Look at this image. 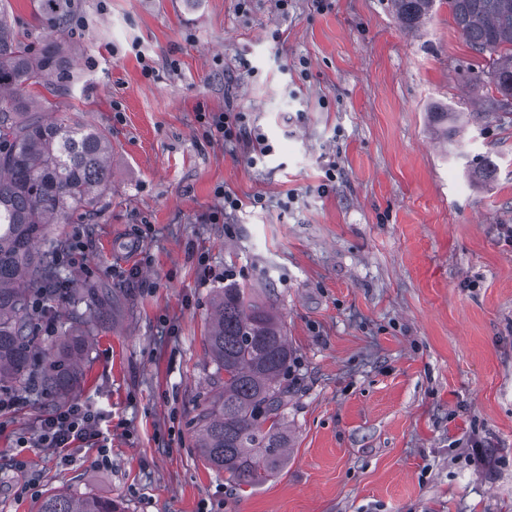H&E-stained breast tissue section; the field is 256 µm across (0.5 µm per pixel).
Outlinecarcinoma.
<instances>
[{"label":"carcinoma","instance_id":"obj_1","mask_svg":"<svg viewBox=\"0 0 512 512\" xmlns=\"http://www.w3.org/2000/svg\"><path fill=\"white\" fill-rule=\"evenodd\" d=\"M54 2L42 0L40 7L53 26L63 28L67 19ZM392 3L403 29L412 31L428 19L434 0ZM448 8L471 51L489 61L486 74L497 95L484 102L481 115L511 113L512 0H448ZM73 79L65 42L49 40L32 50L11 27L0 0V384L33 382L55 394L77 383L84 340L69 338L55 360L36 365L29 304L50 269L34 248L48 239L51 225L70 223L78 209L94 208L109 189L111 143L103 130L38 115L37 103L24 91L42 85L61 96ZM431 116L448 140V121L460 113ZM205 341L216 390L197 414L196 448L207 465L255 489L285 460L283 380L291 359L286 333L254 289L230 285L217 297ZM39 512L122 507L110 497L57 491L45 497Z\"/></svg>","mask_w":512,"mask_h":512}]
</instances>
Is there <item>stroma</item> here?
<instances>
[{"mask_svg":"<svg viewBox=\"0 0 512 512\" xmlns=\"http://www.w3.org/2000/svg\"><path fill=\"white\" fill-rule=\"evenodd\" d=\"M37 2L9 0L35 48L56 35ZM60 2L84 20L65 32L75 79L65 97L29 93L112 151L94 216L41 245L85 243L48 306L58 325L75 309L101 320L77 387L17 386L0 412V512L59 490L125 512H512V114L434 135L431 112H478L494 92L446 0L415 34L390 0ZM224 110L271 154L253 165L208 138L198 113ZM485 156L498 171L480 186ZM221 189L242 206L205 223ZM229 283L261 291L291 350L286 463L253 490L195 446L205 330ZM73 401L102 412L107 456L21 446Z\"/></svg>","mask_w":512,"mask_h":512,"instance_id":"obj_1","label":"stroma"}]
</instances>
